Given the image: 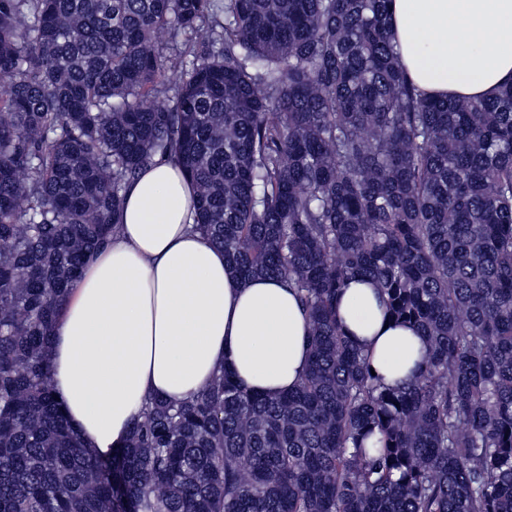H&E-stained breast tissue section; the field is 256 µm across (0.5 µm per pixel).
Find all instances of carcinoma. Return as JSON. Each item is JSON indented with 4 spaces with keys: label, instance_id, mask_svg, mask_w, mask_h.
Returning a JSON list of instances; mask_svg holds the SVG:
<instances>
[{
    "label": "carcinoma",
    "instance_id": "obj_1",
    "mask_svg": "<svg viewBox=\"0 0 512 512\" xmlns=\"http://www.w3.org/2000/svg\"><path fill=\"white\" fill-rule=\"evenodd\" d=\"M391 2L0 0V512H512V82L427 97ZM158 153L235 273L295 288L310 364L150 398L94 460L51 332ZM355 276L428 338L398 387L336 320Z\"/></svg>",
    "mask_w": 512,
    "mask_h": 512
}]
</instances>
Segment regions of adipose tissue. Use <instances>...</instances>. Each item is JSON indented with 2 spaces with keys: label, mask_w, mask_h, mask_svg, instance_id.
<instances>
[{
  "label": "adipose tissue",
  "mask_w": 512,
  "mask_h": 512,
  "mask_svg": "<svg viewBox=\"0 0 512 512\" xmlns=\"http://www.w3.org/2000/svg\"><path fill=\"white\" fill-rule=\"evenodd\" d=\"M391 13L402 63L425 92L486 98L512 81V0H393ZM124 195L121 230L86 267L49 349L66 415L102 459L124 446L146 399L187 398L221 365L277 396L299 384L310 353L287 282L241 281L196 230L176 161L155 156ZM336 312L381 384H400L422 361L421 331L386 314L372 281L350 280Z\"/></svg>",
  "instance_id": "ef3b65f1"
}]
</instances>
